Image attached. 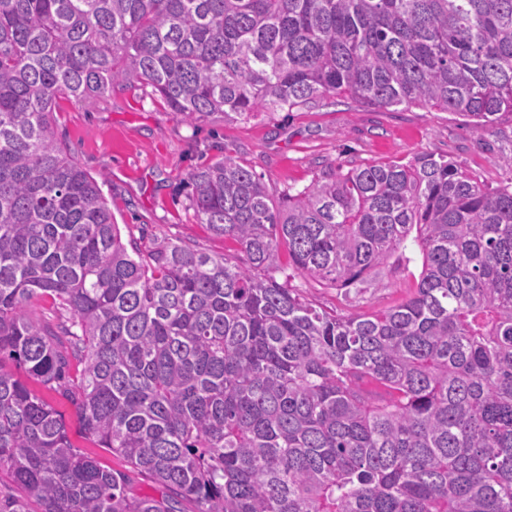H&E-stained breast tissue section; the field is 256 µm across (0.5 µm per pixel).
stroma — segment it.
<instances>
[{
  "label": "stroma",
  "instance_id": "stroma-1",
  "mask_svg": "<svg viewBox=\"0 0 512 512\" xmlns=\"http://www.w3.org/2000/svg\"><path fill=\"white\" fill-rule=\"evenodd\" d=\"M54 129L77 163L104 175L102 191L123 240L134 241L144 253L171 242L213 256L231 249V241L197 222L188 182L189 172L226 153L277 192L309 185L322 162L406 161L422 153L447 156L486 186L512 183L506 162L512 156V124L467 123L430 108H367L330 98L294 112L189 123L156 100L150 88L118 85L91 106L61 102ZM420 271L421 256L410 245L403 259H390L380 283L363 299L307 277H295L292 285L317 306L356 315L402 301ZM45 398L64 419L74 446L106 467L123 469L119 457L85 438L70 400L56 392Z\"/></svg>",
  "mask_w": 512,
  "mask_h": 512
}]
</instances>
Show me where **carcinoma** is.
<instances>
[{
    "label": "carcinoma",
    "instance_id": "obj_1",
    "mask_svg": "<svg viewBox=\"0 0 512 512\" xmlns=\"http://www.w3.org/2000/svg\"><path fill=\"white\" fill-rule=\"evenodd\" d=\"M138 83L189 122L336 97L512 123V0H0V473L25 493L0 512H512V186L423 153L276 198L226 153L189 183L236 253L144 257L53 117ZM409 240L387 310L291 285L362 295ZM44 297L69 323L29 316ZM403 259L397 255L389 261L379 284L373 286L360 302L354 299L353 291L345 295V290L324 285L308 277L297 276L292 286L313 304L328 310H336L343 315H356L366 311L388 309L413 291L421 271V255L411 243L403 251ZM409 258L410 261H406ZM6 368L15 373V375L23 382H25L30 389L34 390L44 398L59 412L65 421L67 432L71 442L83 452L96 458L104 466L125 471L124 462L104 448H98L89 439L85 438L79 421V415L75 405L57 392H47L39 384L30 380L24 370L17 368L16 364L12 361H6Z\"/></svg>",
    "mask_w": 512,
    "mask_h": 512
}]
</instances>
